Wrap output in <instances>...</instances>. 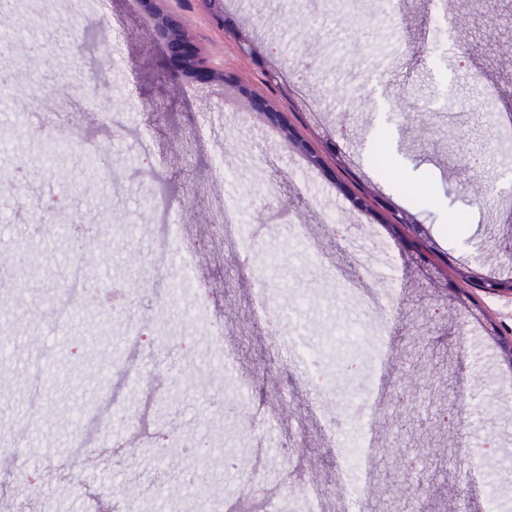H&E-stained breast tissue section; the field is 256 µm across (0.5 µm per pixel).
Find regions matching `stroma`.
I'll return each mask as SVG.
<instances>
[{
  "mask_svg": "<svg viewBox=\"0 0 512 512\" xmlns=\"http://www.w3.org/2000/svg\"><path fill=\"white\" fill-rule=\"evenodd\" d=\"M511 11L512 0L492 12L478 0H224L219 24L204 0H0L12 97L0 131L20 143L0 154V175L15 181L0 190V253L24 243L71 262L51 225L112 233L84 294L103 335L51 327L64 264L22 288L0 270L12 337L0 420L25 424L18 386L32 345L55 349L67 380L23 440L0 432V483L22 484L39 512H85L90 491L112 499L131 469L97 475L90 455L82 482L66 484L46 462L105 441L125 456L139 384L157 374L184 454L171 466L145 448L134 467L165 493L187 495L193 474L234 495L239 475L224 460L236 457L262 475L255 492L288 512H512V399L500 395L512 378L502 356L512 295L483 284L512 277V30L501 19ZM166 25L214 79L174 70ZM345 88L369 110L337 105ZM54 140L53 168L16 181ZM60 189L68 210L35 226ZM402 209L413 223L395 222ZM168 224L184 247L206 248L209 309L191 288L161 296L159 276L180 277L162 248ZM467 270L477 280L463 281ZM123 281L139 290L113 301ZM477 307L498 335L471 317ZM215 321L236 356L232 379L209 346ZM145 327L148 357L132 343ZM181 340L195 349L176 358L178 375L153 365ZM104 383L114 397H100ZM359 448L374 494L353 500L348 458Z\"/></svg>",
  "mask_w": 512,
  "mask_h": 512,
  "instance_id": "1",
  "label": "stroma"
}]
</instances>
